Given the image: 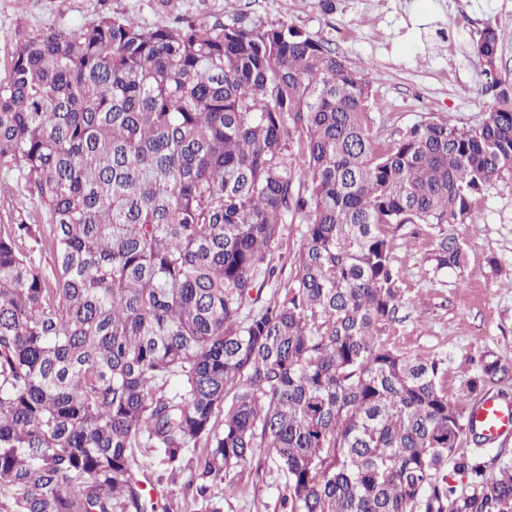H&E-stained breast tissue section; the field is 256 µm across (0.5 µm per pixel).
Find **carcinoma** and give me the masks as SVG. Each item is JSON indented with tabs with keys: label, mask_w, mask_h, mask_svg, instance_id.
Here are the masks:
<instances>
[{
	"label": "carcinoma",
	"mask_w": 512,
	"mask_h": 512,
	"mask_svg": "<svg viewBox=\"0 0 512 512\" xmlns=\"http://www.w3.org/2000/svg\"><path fill=\"white\" fill-rule=\"evenodd\" d=\"M475 51L481 124L378 143L366 66L286 23L104 15L20 40L0 165L50 230L26 206L0 224V512H155L140 448L172 476L202 449L189 485L210 512L256 455L288 478L281 512H512V457L476 449L464 411L512 363L482 355L451 398L442 356L378 336L410 302L390 228L471 221L512 171L496 28ZM290 214L295 273L250 310ZM429 260L466 253L442 233Z\"/></svg>",
	"instance_id": "cac0c4a2"
}]
</instances>
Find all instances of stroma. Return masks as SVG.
Wrapping results in <instances>:
<instances>
[{
  "instance_id": "1",
  "label": "stroma",
  "mask_w": 512,
  "mask_h": 512,
  "mask_svg": "<svg viewBox=\"0 0 512 512\" xmlns=\"http://www.w3.org/2000/svg\"><path fill=\"white\" fill-rule=\"evenodd\" d=\"M104 14L146 28L241 16L288 23L351 64L367 65L377 103L373 132L384 140L430 117L460 127L485 119L492 95L474 45L486 26L505 33L500 67L512 73V0H0V81L9 75L12 40L52 27L77 30ZM474 209L476 223L451 228L466 252L460 270L427 262L437 230L401 224L391 234L411 303L401 322L381 326L380 337L403 353L442 355L452 395L484 353L512 361V172L488 184ZM303 232L297 221L282 224L275 249L281 274L263 288L262 302L282 296ZM138 461L161 512H206L187 488L190 471L169 478L145 450ZM222 488L223 512H281L287 479L257 457L225 471Z\"/></svg>"
}]
</instances>
